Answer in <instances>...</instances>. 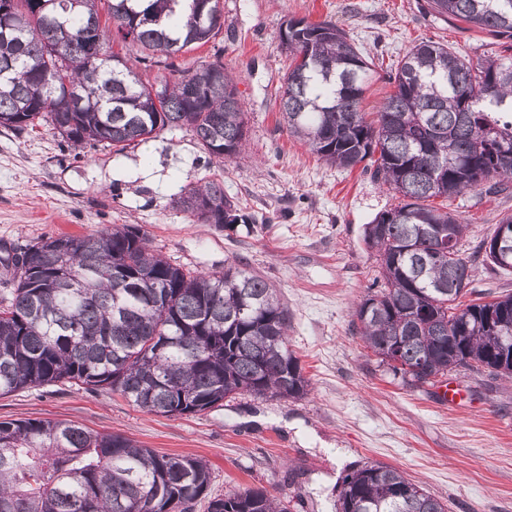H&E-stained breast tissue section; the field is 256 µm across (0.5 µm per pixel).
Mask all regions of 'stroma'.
<instances>
[{"mask_svg":"<svg viewBox=\"0 0 512 512\" xmlns=\"http://www.w3.org/2000/svg\"><path fill=\"white\" fill-rule=\"evenodd\" d=\"M223 5L215 44L184 52L176 65L196 68L223 46L246 122L232 161L207 163L179 130L122 153L77 154L45 128L0 127V298L12 288L6 248L136 224L173 264L208 274L235 263L278 288L291 315L289 346L311 391L299 400L242 396L197 415L165 417L107 390L60 383L0 396V421L64 420L120 433L160 454L202 459L212 493L262 486L287 495L292 512H336L346 466L370 462L403 471L448 512H512V384L484 369L452 371L468 400L448 408L436 387L408 386L379 365L352 313L379 272L364 227L397 200L371 172L328 166L290 136L279 123L278 99L289 65L278 30L289 18L335 23L372 57L377 75L362 102L367 112L393 92L388 75L413 45L431 40L477 60L497 51V38L435 18L427 0ZM209 178L223 181L225 194L256 216L253 233L197 224L173 207L181 187ZM451 207L469 220L475 243L512 216V193H470Z\"/></svg>","mask_w":512,"mask_h":512,"instance_id":"35a3bbf8","label":"stroma"}]
</instances>
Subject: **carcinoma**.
I'll return each mask as SVG.
<instances>
[{
    "label": "carcinoma",
    "mask_w": 512,
    "mask_h": 512,
    "mask_svg": "<svg viewBox=\"0 0 512 512\" xmlns=\"http://www.w3.org/2000/svg\"><path fill=\"white\" fill-rule=\"evenodd\" d=\"M116 24L102 26L98 2ZM437 17L512 40V0H428ZM224 28L221 0H0V127L42 125L77 152L124 150L166 130L188 133L219 162L246 134L236 77L222 50L192 70L173 59ZM129 56L104 53L110 37ZM278 39L291 63L279 93L289 135L325 163L365 161L400 202L365 225L380 268L353 323L379 365L412 387L435 385L458 368L512 379V293H473L478 264L512 271L487 252L496 235L465 249L469 224L444 206L477 190L508 189L512 164V55L473 62L422 41L398 62L394 92L374 117L361 104L373 74L347 33L330 21L287 20ZM99 41L101 59H89ZM170 71L144 83L134 66ZM195 84L196 92L187 94ZM83 96L70 110L72 87ZM200 224L256 218L224 183L200 181L173 196ZM451 230L454 250L438 248ZM13 288L0 300V395L69 383L110 390L143 411L196 415L238 395L301 399L310 380L288 344L290 314L276 288L233 264L209 274L174 265L136 225L84 237L41 239L10 258ZM289 512L263 487L212 494L207 464L160 455L116 433L74 422L0 421V512ZM448 506L398 469L367 464L342 479L336 512H447Z\"/></svg>",
    "instance_id": "obj_1"
}]
</instances>
